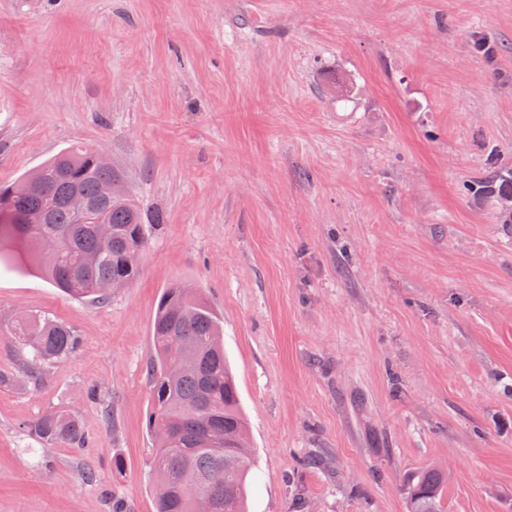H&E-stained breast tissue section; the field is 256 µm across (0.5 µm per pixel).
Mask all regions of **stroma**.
Returning <instances> with one entry per match:
<instances>
[{
	"label": "stroma",
	"instance_id": "1",
	"mask_svg": "<svg viewBox=\"0 0 512 512\" xmlns=\"http://www.w3.org/2000/svg\"><path fill=\"white\" fill-rule=\"evenodd\" d=\"M100 151L160 222L103 304L0 264V512H155L163 289L224 319L247 512H512V0H0V187ZM82 345L33 383L6 335ZM74 411L83 448L32 421ZM122 470H115V459ZM9 335L11 342L31 349V358L27 362L34 383L41 381L44 365L65 362L80 347L74 330L49 314L17 318ZM443 475L427 469L409 475L404 484L410 512H442Z\"/></svg>",
	"mask_w": 512,
	"mask_h": 512
}]
</instances>
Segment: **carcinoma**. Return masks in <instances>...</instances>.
Here are the masks:
<instances>
[{
	"label": "carcinoma",
	"instance_id": "carcinoma-1",
	"mask_svg": "<svg viewBox=\"0 0 512 512\" xmlns=\"http://www.w3.org/2000/svg\"><path fill=\"white\" fill-rule=\"evenodd\" d=\"M122 182L112 162L78 146L1 188L0 262L29 253L36 267L71 297L107 300L112 285L136 278L148 228L156 223L125 195ZM106 183L112 192L104 198L100 192ZM74 194L112 226V240L100 238L93 223H75L68 204ZM37 212L45 214L43 223L22 222ZM9 335L10 341L31 349L29 373L36 383L43 366L68 360L80 347L74 330L48 314L17 318ZM223 335L222 317L199 289L182 284L163 291L147 366L156 512H245L255 460ZM31 431L47 446H78L84 439L81 419L68 410L42 416ZM404 487L410 512H442L439 470L413 473Z\"/></svg>",
	"mask_w": 512,
	"mask_h": 512
}]
</instances>
